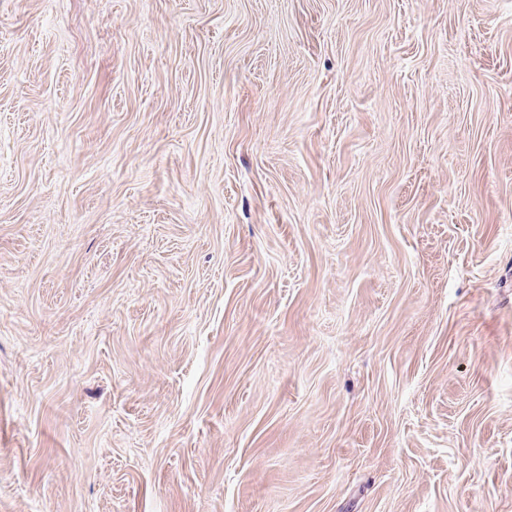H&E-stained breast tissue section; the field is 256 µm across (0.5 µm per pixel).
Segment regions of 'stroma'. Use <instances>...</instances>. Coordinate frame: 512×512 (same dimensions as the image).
Instances as JSON below:
<instances>
[{"label": "stroma", "mask_w": 512, "mask_h": 512, "mask_svg": "<svg viewBox=\"0 0 512 512\" xmlns=\"http://www.w3.org/2000/svg\"><path fill=\"white\" fill-rule=\"evenodd\" d=\"M0 512H512V0H0Z\"/></svg>", "instance_id": "35a3bbf8"}]
</instances>
